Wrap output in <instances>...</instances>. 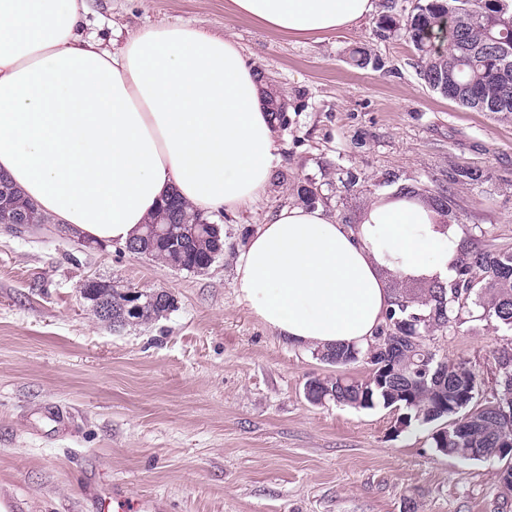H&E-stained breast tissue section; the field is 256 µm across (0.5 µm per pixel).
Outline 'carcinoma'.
I'll use <instances>...</instances> for the list:
<instances>
[{
	"mask_svg": "<svg viewBox=\"0 0 512 512\" xmlns=\"http://www.w3.org/2000/svg\"><path fill=\"white\" fill-rule=\"evenodd\" d=\"M380 28L405 30L418 53L420 74L434 91L451 88L457 104L477 112L512 114V29L492 26L489 0H426L400 22L397 0H384ZM0 210L13 216L32 215L46 223L35 205L18 190L0 195ZM198 212L175 200L165 205L151 224L168 230L156 239L146 234L131 245L136 254L149 253L170 267L191 266L224 248L216 224L197 223ZM407 280L423 285L419 293L403 288L393 294L394 306L373 342L364 348L336 346L315 349L317 358L346 367L374 352L378 369L364 380L336 376L313 378L307 398L332 401L354 409L400 407L406 425H430L455 420L457 431L448 440L431 433L432 447L464 453L468 461L497 458L496 449L512 441V349L497 357V389L479 402L477 375L461 362L449 361L413 338L426 328L448 331L471 321L494 322L512 331V253L477 251L458 259L455 276L448 282L427 275ZM174 303L162 294L136 316L140 323L155 320L172 310ZM448 403V413L436 418L432 407Z\"/></svg>",
	"mask_w": 512,
	"mask_h": 512,
	"instance_id": "1",
	"label": "carcinoma"
}]
</instances>
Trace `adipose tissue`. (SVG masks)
I'll return each instance as SVG.
<instances>
[{
  "label": "adipose tissue",
  "instance_id": "ef3b65f1",
  "mask_svg": "<svg viewBox=\"0 0 512 512\" xmlns=\"http://www.w3.org/2000/svg\"><path fill=\"white\" fill-rule=\"evenodd\" d=\"M292 37L359 26L378 0H231ZM85 0H0V175L78 239L138 238L167 198L236 212L278 161L265 85L230 36L186 24L131 34L116 51L82 34ZM440 210L374 201L358 228L286 206L236 262L239 301L289 345L372 341L391 306L382 268L447 280L459 249Z\"/></svg>",
  "mask_w": 512,
  "mask_h": 512
}]
</instances>
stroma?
I'll list each match as a JSON object with an SVG mask.
<instances>
[{
    "label": "stroma",
    "mask_w": 512,
    "mask_h": 512,
    "mask_svg": "<svg viewBox=\"0 0 512 512\" xmlns=\"http://www.w3.org/2000/svg\"><path fill=\"white\" fill-rule=\"evenodd\" d=\"M87 32L184 23L233 35L288 103L280 160L265 195L211 220L224 252L202 274L50 223L0 224V494L17 512H94L104 492L152 499L156 512H512L494 460L463 462L430 427L395 433L397 411L305 395L336 366L293 348L237 299L236 260L257 225L298 202L358 226L372 202L410 191L449 198L463 249L512 253V117L476 112L429 88L403 31L378 19L290 37L235 14L230 0H86ZM369 49L377 64L351 55ZM478 180L466 179V172ZM164 290L173 310L149 323L99 320L86 278ZM439 356L495 386L512 332L484 321L431 335Z\"/></svg>",
    "instance_id": "stroma-1"
}]
</instances>
